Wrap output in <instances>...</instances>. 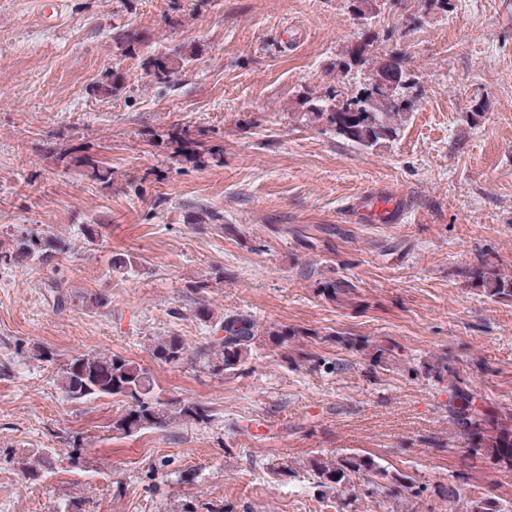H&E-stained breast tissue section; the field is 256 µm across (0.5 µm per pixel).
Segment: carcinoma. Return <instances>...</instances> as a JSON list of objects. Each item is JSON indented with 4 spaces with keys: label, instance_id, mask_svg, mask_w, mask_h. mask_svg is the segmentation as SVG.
<instances>
[{
    "label": "carcinoma",
    "instance_id": "obj_1",
    "mask_svg": "<svg viewBox=\"0 0 512 512\" xmlns=\"http://www.w3.org/2000/svg\"><path fill=\"white\" fill-rule=\"evenodd\" d=\"M124 53L132 54L143 46L139 32L123 29L114 36ZM379 34L372 25L362 29V36L344 52L337 67L342 75L368 62L369 76L364 82L340 92L332 87L318 97H306L302 102L304 116L309 121H321L337 135L362 148H372L398 136L407 114L414 108L415 98L407 95L410 78L405 68L406 54L397 50L390 54L385 66L374 63V45ZM185 57H151L146 62L147 73L160 84L175 81ZM396 79L390 96H385L382 85L388 73ZM121 78L114 72L94 87V93L109 97L120 90ZM207 133L199 127L182 126L168 134L176 144L175 158L178 163L199 165L220 151L206 146ZM53 157L58 167L67 171L80 168L83 173L103 184L112 181V171L100 166L90 153L76 155L66 149H56ZM65 250V244L55 236L26 235L16 242L14 257L43 262ZM470 285L481 290L491 299L512 300V271H505L484 259L477 260L468 270ZM318 296L328 301L350 302L357 296V285L348 280H326L314 285ZM224 332L218 343H204L192 350L177 336L158 339L152 349L155 359L178 366L185 362L202 365L215 375L243 377L250 373L254 345L257 337L264 336L269 344L281 347L296 336L309 332L295 327L279 326L263 328L252 315L227 312L219 321ZM342 342L352 349L368 352L370 366L386 367L396 355L397 346L389 341L379 343L365 336H345ZM408 371L423 375L448 385V421L455 434L465 443L466 459L475 467L491 462L500 470L512 472V406L492 404L480 397L471 381L461 376L451 359L436 356L416 365L413 358H403ZM57 385L64 396L77 402L101 397H122L130 401L126 412L114 423L113 430L126 436L137 434L152 427H164L173 421L192 419L206 423L211 420L209 410L195 402L183 400L160 401L155 394L156 384L151 373L117 354L81 352L71 357L57 374ZM319 493L342 495L339 506L342 512H354L351 506L359 500L381 493L413 509L423 498L427 487L414 475L391 472L369 453L323 454L310 458L303 475ZM463 512H504L500 499L491 490L477 499H468Z\"/></svg>",
    "mask_w": 512,
    "mask_h": 512
}]
</instances>
